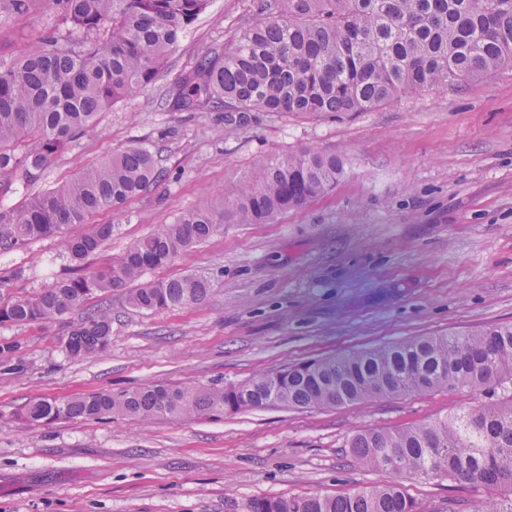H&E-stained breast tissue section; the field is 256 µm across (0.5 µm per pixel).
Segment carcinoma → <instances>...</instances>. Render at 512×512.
Listing matches in <instances>:
<instances>
[{"mask_svg":"<svg viewBox=\"0 0 512 512\" xmlns=\"http://www.w3.org/2000/svg\"><path fill=\"white\" fill-rule=\"evenodd\" d=\"M39 0H0V22ZM58 22L42 48L0 68V181L37 180L61 152L97 128L100 112L153 84L209 0H46ZM512 65V0H259L229 47L202 57L176 85L182 112L222 108L244 124L252 112H370L398 95L470 85ZM161 155L134 144L78 169L19 209L0 210V253L55 237L76 261L101 248L115 225L92 224L160 177ZM345 173L331 153L300 151L262 164L217 205L158 224L126 253L28 295L23 267L0 268V326L56 324L83 312L60 340L73 358L112 342V308L91 300L137 282L128 303L143 311L185 308L210 293L207 276L147 274L224 233V220L263 224L334 189ZM260 373L239 385L164 382L67 398H37L11 417L37 424L102 418H190L281 406L336 407L433 390L468 389L485 399L430 423L364 429L350 441L375 468L505 489L495 501H448V512H512V323L421 336ZM242 512H431L398 484L340 496L252 497Z\"/></svg>","mask_w":512,"mask_h":512,"instance_id":"1","label":"carcinoma"}]
</instances>
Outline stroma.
I'll return each mask as SVG.
<instances>
[{"instance_id": "35a3bbf8", "label": "stroma", "mask_w": 512, "mask_h": 512, "mask_svg": "<svg viewBox=\"0 0 512 512\" xmlns=\"http://www.w3.org/2000/svg\"><path fill=\"white\" fill-rule=\"evenodd\" d=\"M254 0H211L155 83L102 112L97 131L28 185L0 184V206L69 180L83 165L145 142L160 150L157 185L117 211L89 256L120 257L154 225L247 183L270 157L315 150L343 158L336 187L267 224L224 232L151 272H201L196 306L145 312L112 293V342L93 359L67 357L51 327L0 326V512H241L253 496L346 495L394 482L431 512L487 491L398 477L355 457L366 428L431 422L479 401L468 390L383 397L336 408H258L191 419H102L39 425L13 419L35 398L115 392L162 381L231 386L311 358L405 338L512 321V67L478 83L407 93L372 112H179L176 81L212 48L235 43ZM56 18L45 5L0 25V65L40 50ZM25 266L35 292L70 275L57 238L0 255Z\"/></svg>"}]
</instances>
